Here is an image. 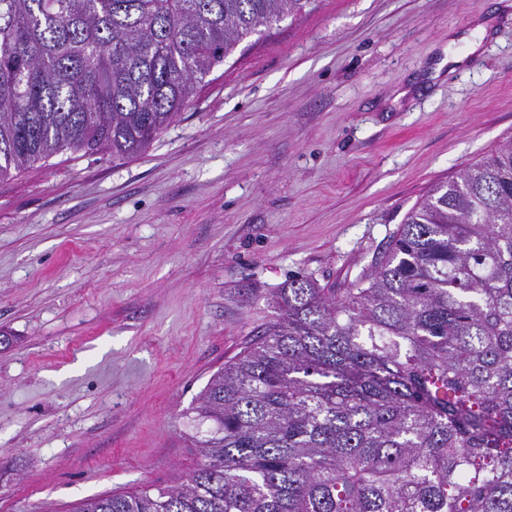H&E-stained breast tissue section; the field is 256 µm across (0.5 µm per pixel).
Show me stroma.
<instances>
[{"instance_id":"1","label":"stroma","mask_w":512,"mask_h":512,"mask_svg":"<svg viewBox=\"0 0 512 512\" xmlns=\"http://www.w3.org/2000/svg\"><path fill=\"white\" fill-rule=\"evenodd\" d=\"M509 140L512 0H320L146 152L0 181V512L182 482L194 401L270 292L353 287L432 185Z\"/></svg>"}]
</instances>
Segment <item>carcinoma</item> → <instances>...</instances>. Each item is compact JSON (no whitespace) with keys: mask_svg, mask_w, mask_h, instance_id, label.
I'll list each match as a JSON object with an SVG mask.
<instances>
[{"mask_svg":"<svg viewBox=\"0 0 512 512\" xmlns=\"http://www.w3.org/2000/svg\"><path fill=\"white\" fill-rule=\"evenodd\" d=\"M318 0H0V180L145 152L259 27ZM195 400L175 486L73 512H512V140L336 295L302 274Z\"/></svg>","mask_w":512,"mask_h":512,"instance_id":"carcinoma-1","label":"carcinoma"}]
</instances>
